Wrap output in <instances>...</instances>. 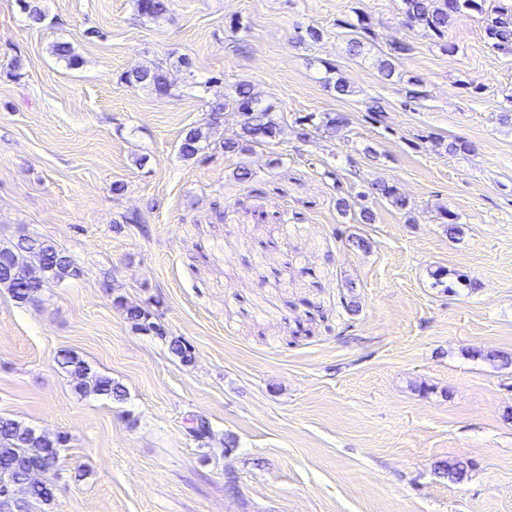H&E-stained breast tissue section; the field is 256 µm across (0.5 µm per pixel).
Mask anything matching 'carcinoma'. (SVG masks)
Returning <instances> with one entry per match:
<instances>
[{"label":"carcinoma","instance_id":"carcinoma-1","mask_svg":"<svg viewBox=\"0 0 512 512\" xmlns=\"http://www.w3.org/2000/svg\"><path fill=\"white\" fill-rule=\"evenodd\" d=\"M486 0H401L399 14L402 23L410 28H422L441 39L448 31L453 18L465 10L483 13ZM138 15L158 19L168 11V0H135ZM369 26L359 23L346 44L351 56L365 54L367 48L366 30ZM485 39L495 51L512 53V2L499 0L487 18L484 27ZM52 53L69 66L79 63L70 43L60 41L52 46ZM127 81L147 88L160 96L169 93L170 82L166 73L156 67H136L127 72ZM234 112L238 114L240 132L233 138L224 139V152L243 153L254 145H264L275 140L279 128L272 118L275 106L262 100L252 86L239 82L231 94ZM301 121L312 123L316 130L328 136L336 135L342 124V117L324 114L321 117L310 113ZM204 138L202 129L197 127L185 133L179 151L183 158L191 159L199 151V143ZM374 193L388 200L398 209L408 207L406 198L396 186L386 182L372 184ZM78 268L70 256L46 240L24 237L17 242L0 246V288L7 289L12 298L20 304H28L34 294L40 293L52 283L63 282L80 276ZM117 305L123 308L126 318L134 325L164 335L161 326L152 321V313L141 307H125L122 301ZM58 363L68 374L74 389L84 395L102 396L121 400L125 396L123 387L95 371L91 365L76 354L64 353ZM66 439L62 436L46 439L33 429L12 419L0 417V489L8 490L7 502L13 507L11 512H32L35 504L48 505L54 499V490L46 483L41 485L30 480L29 472L39 467L53 474L57 467L61 448Z\"/></svg>","mask_w":512,"mask_h":512}]
</instances>
